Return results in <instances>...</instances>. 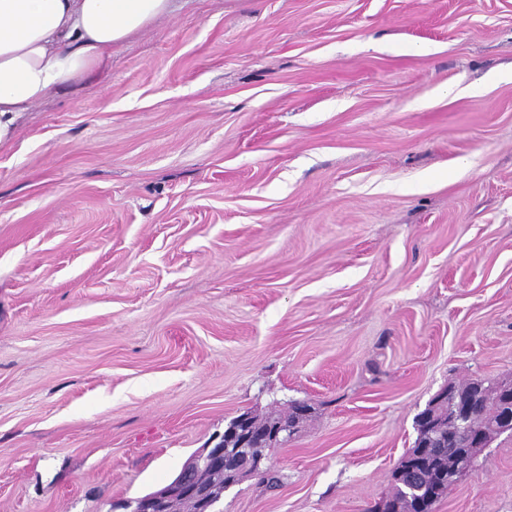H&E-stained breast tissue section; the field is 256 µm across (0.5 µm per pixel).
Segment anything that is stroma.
<instances>
[{
  "instance_id": "stroma-1",
  "label": "stroma",
  "mask_w": 512,
  "mask_h": 512,
  "mask_svg": "<svg viewBox=\"0 0 512 512\" xmlns=\"http://www.w3.org/2000/svg\"><path fill=\"white\" fill-rule=\"evenodd\" d=\"M512 379V0H186L0 144V512H112L314 412L217 512H371ZM434 512H512V435Z\"/></svg>"
}]
</instances>
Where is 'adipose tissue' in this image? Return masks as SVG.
Wrapping results in <instances>:
<instances>
[{
	"instance_id": "obj_1",
	"label": "adipose tissue",
	"mask_w": 512,
	"mask_h": 512,
	"mask_svg": "<svg viewBox=\"0 0 512 512\" xmlns=\"http://www.w3.org/2000/svg\"><path fill=\"white\" fill-rule=\"evenodd\" d=\"M181 0H0V142L60 89L112 66V48Z\"/></svg>"
}]
</instances>
